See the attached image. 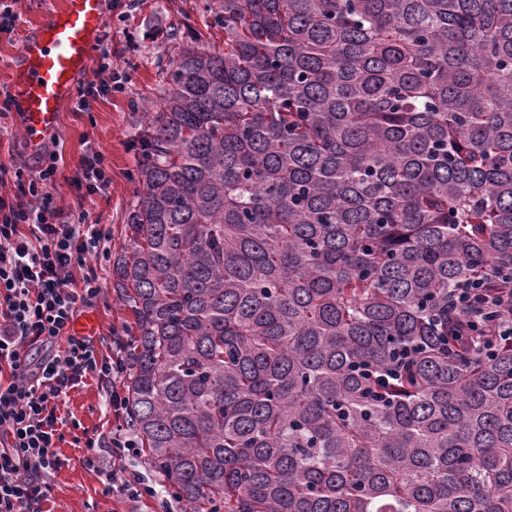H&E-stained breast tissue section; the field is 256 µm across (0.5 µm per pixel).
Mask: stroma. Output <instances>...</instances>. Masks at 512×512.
I'll list each match as a JSON object with an SVG mask.
<instances>
[{
	"label": "stroma",
	"instance_id": "stroma-1",
	"mask_svg": "<svg viewBox=\"0 0 512 512\" xmlns=\"http://www.w3.org/2000/svg\"><path fill=\"white\" fill-rule=\"evenodd\" d=\"M137 2L128 13H107L106 33L98 41L111 50L113 69L126 75L125 91L101 98L87 112L76 111L74 102H67L58 132L61 161L53 191L55 206L67 218L85 213L88 221L106 225L110 232L90 258L101 291L77 318L86 327L85 337L107 356L112 353L113 330H125L132 320L112 290V267L127 242L126 218L136 202L137 142L144 115L161 100L167 86L166 68L178 49L200 35L218 45L224 42V31L217 24L220 0ZM62 5L63 0H12L17 22L13 34L0 37V92L9 89L24 34ZM91 150L100 152L112 175L108 196L78 197L71 183ZM40 156V149L24 138L19 117L0 120V163L28 170L38 165ZM110 392L108 383L90 379L60 403L63 439L58 451L64 464L49 478L47 512H158L156 501L148 497L133 504L113 499L107 491L111 463L98 469L88 467L85 448L75 440L81 428L105 441L117 431L119 419L106 402Z\"/></svg>",
	"mask_w": 512,
	"mask_h": 512
}]
</instances>
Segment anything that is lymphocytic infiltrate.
<instances>
[{
	"instance_id": "f902f5d3",
	"label": "lymphocytic infiltrate",
	"mask_w": 512,
	"mask_h": 512,
	"mask_svg": "<svg viewBox=\"0 0 512 512\" xmlns=\"http://www.w3.org/2000/svg\"><path fill=\"white\" fill-rule=\"evenodd\" d=\"M59 153L30 174L0 164V512H42L61 468L57 410L88 377L109 379V405L120 412L125 368L106 360L73 326L100 292L89 258L108 238L85 217L61 219L52 203ZM14 193H7L6 185ZM88 463L112 457L113 497L135 501L156 490L127 463L134 441L113 435L109 446L87 437Z\"/></svg>"
}]
</instances>
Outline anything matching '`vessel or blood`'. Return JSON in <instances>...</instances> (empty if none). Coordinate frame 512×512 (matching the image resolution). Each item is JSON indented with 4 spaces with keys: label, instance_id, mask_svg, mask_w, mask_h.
<instances>
[{
    "label": "vessel or blood",
    "instance_id": "1",
    "mask_svg": "<svg viewBox=\"0 0 512 512\" xmlns=\"http://www.w3.org/2000/svg\"><path fill=\"white\" fill-rule=\"evenodd\" d=\"M104 0H64L22 40L10 92L26 139L39 143L59 130L63 105L87 76L105 26Z\"/></svg>",
    "mask_w": 512,
    "mask_h": 512
}]
</instances>
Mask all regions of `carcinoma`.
Here are the masks:
<instances>
[{"mask_svg":"<svg viewBox=\"0 0 512 512\" xmlns=\"http://www.w3.org/2000/svg\"><path fill=\"white\" fill-rule=\"evenodd\" d=\"M138 141L125 426L184 512H512V0H222Z\"/></svg>","mask_w":512,"mask_h":512,"instance_id":"obj_1","label":"carcinoma"}]
</instances>
